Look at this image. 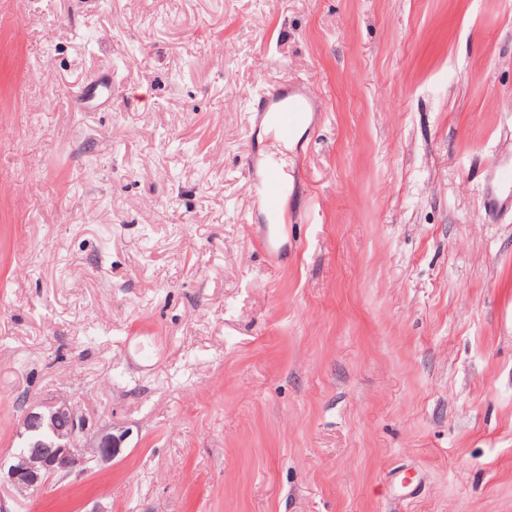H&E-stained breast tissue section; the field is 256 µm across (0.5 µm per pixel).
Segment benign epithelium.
Here are the masks:
<instances>
[{
	"label": "benign epithelium",
	"instance_id": "7a95c632",
	"mask_svg": "<svg viewBox=\"0 0 512 512\" xmlns=\"http://www.w3.org/2000/svg\"><path fill=\"white\" fill-rule=\"evenodd\" d=\"M92 427L86 416L67 401L25 409L20 423V450L13 463H0V488L25 496L47 487L54 477H69L98 460L112 458L121 439L111 433L86 443Z\"/></svg>",
	"mask_w": 512,
	"mask_h": 512
}]
</instances>
